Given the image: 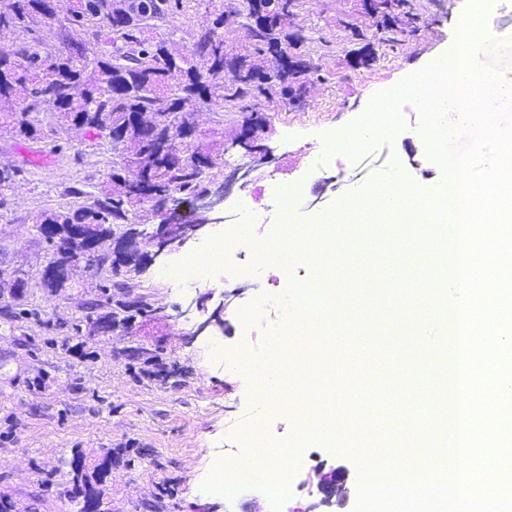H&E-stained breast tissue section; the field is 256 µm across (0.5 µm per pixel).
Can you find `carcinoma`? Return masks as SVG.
<instances>
[{
    "label": "carcinoma",
    "mask_w": 512,
    "mask_h": 512,
    "mask_svg": "<svg viewBox=\"0 0 512 512\" xmlns=\"http://www.w3.org/2000/svg\"><path fill=\"white\" fill-rule=\"evenodd\" d=\"M65 20L56 17L54 0H0V34L14 36L0 47V132L41 139L36 115L49 110L62 131L75 129L131 155L132 164L114 171L89 205L42 212L37 224H95L111 234L117 224H131L136 207L172 194L189 200L203 182L195 164L170 161L164 150L180 147L183 130L194 126L191 104L206 103L213 112H254L257 101L279 93L294 98L300 63L288 76L277 74L263 87L224 77V0H208L212 11L192 47L182 51L153 31L170 25L194 0H68ZM249 42L236 58L253 71L265 70L271 54L293 60L299 40L288 41V23L274 14L263 25L247 22ZM86 40L77 43L72 35ZM57 43L50 44V39ZM29 61L20 71L17 55ZM26 169L0 165V202ZM62 234L49 244L52 256L79 262Z\"/></svg>",
    "instance_id": "obj_1"
}]
</instances>
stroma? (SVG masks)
I'll list each match as a JSON object with an SVG mask.
<instances>
[{
	"label": "stroma",
	"instance_id": "35a3bbf8",
	"mask_svg": "<svg viewBox=\"0 0 512 512\" xmlns=\"http://www.w3.org/2000/svg\"><path fill=\"white\" fill-rule=\"evenodd\" d=\"M470 7L471 0L392 6L396 39L388 42L361 0H297L288 32L303 35L297 52L309 72L301 78L300 101L276 93L259 104L270 160L235 146L245 113L219 118L199 105L195 146L223 141L222 172L244 167L250 175L230 185L214 222L145 271L123 275L120 288L112 287L110 273L85 265L68 288L40 287L51 250L32 228L42 211L72 203L67 187L97 192L112 171L111 153L88 147L83 132L73 130L62 156L43 155L35 164L40 144L0 136V162L30 169L0 207V267L27 281L22 316L0 312V493L16 512H72L68 462L78 451L92 459L118 454L102 486L107 512H270L260 487L231 499L198 488L217 467L244 456L261 461L275 449H288L281 471L295 487L281 512L312 506L355 512L359 483L379 448L397 449L402 465L438 462L448 404L429 392L446 366L441 338L424 320L422 292L441 274L410 241L439 229L394 226L402 244L388 247L381 266L371 260L378 225L344 218L347 200L363 188L444 180L423 133V113L405 101L392 136L373 138L353 154L312 150L360 120L378 93L448 51L458 18ZM369 48L375 62L355 65ZM274 181L298 187L290 223L304 235L288 241L287 258L267 264L237 234L227 238L224 265L209 278L181 287L160 277L161 269L203 253L225 226L273 235L279 223L269 190ZM331 245L336 269L326 281L327 298L370 282L377 290L364 297L357 318L324 327L306 319L302 290L319 276L313 252ZM127 296L142 309L125 327L84 331L89 301L109 314ZM403 299L406 310L394 308ZM367 330L396 342L369 353L360 341ZM275 333L307 338V371L285 387L279 410L266 411L252 393L251 370L268 362ZM216 347L223 359L212 358ZM321 470L345 471L344 505H322Z\"/></svg>",
	"mask_w": 512,
	"mask_h": 512
}]
</instances>
